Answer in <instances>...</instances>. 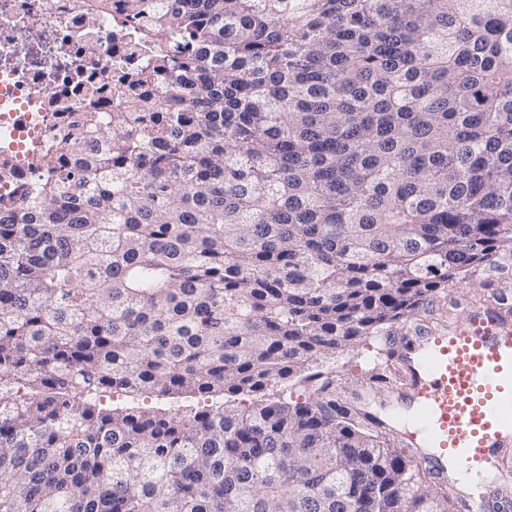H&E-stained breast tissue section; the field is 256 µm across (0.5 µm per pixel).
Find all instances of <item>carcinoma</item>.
<instances>
[{
	"instance_id": "1",
	"label": "carcinoma",
	"mask_w": 512,
	"mask_h": 512,
	"mask_svg": "<svg viewBox=\"0 0 512 512\" xmlns=\"http://www.w3.org/2000/svg\"><path fill=\"white\" fill-rule=\"evenodd\" d=\"M176 2L0 195V512H461L311 362L512 255V0ZM214 401H224V395L214 396L204 401L198 396L186 394L178 398H163L151 394H139L130 396L125 393H114L111 397L104 399L105 406L115 407H140L142 409L161 411L167 413L178 412L180 415L190 414L204 404H211Z\"/></svg>"
}]
</instances>
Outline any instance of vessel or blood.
Returning a JSON list of instances; mask_svg holds the SVG:
<instances>
[{
    "mask_svg": "<svg viewBox=\"0 0 512 512\" xmlns=\"http://www.w3.org/2000/svg\"><path fill=\"white\" fill-rule=\"evenodd\" d=\"M391 343L405 374L394 390L403 447L439 481L461 485L466 512H487L512 493L486 480L512 447V308L477 305L456 325L417 324Z\"/></svg>",
    "mask_w": 512,
    "mask_h": 512,
    "instance_id": "obj_1",
    "label": "vessel or blood"
}]
</instances>
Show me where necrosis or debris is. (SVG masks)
Listing matches in <instances>:
<instances>
[{
    "instance_id": "4bbe7bcc",
    "label": "necrosis or debris",
    "mask_w": 512,
    "mask_h": 512,
    "mask_svg": "<svg viewBox=\"0 0 512 512\" xmlns=\"http://www.w3.org/2000/svg\"><path fill=\"white\" fill-rule=\"evenodd\" d=\"M123 9L124 0H0V195L28 177L58 99L72 117L89 96L111 99L94 77L124 71Z\"/></svg>"
}]
</instances>
